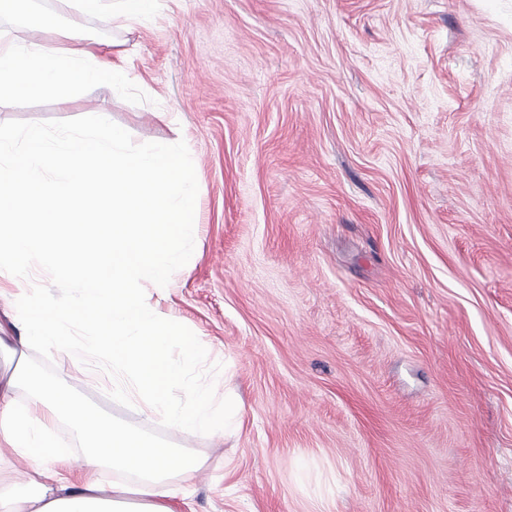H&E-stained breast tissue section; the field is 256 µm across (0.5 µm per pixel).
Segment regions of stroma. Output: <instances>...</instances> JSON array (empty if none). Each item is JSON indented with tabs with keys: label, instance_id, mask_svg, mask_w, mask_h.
I'll return each mask as SVG.
<instances>
[{
	"label": "stroma",
	"instance_id": "1",
	"mask_svg": "<svg viewBox=\"0 0 512 512\" xmlns=\"http://www.w3.org/2000/svg\"><path fill=\"white\" fill-rule=\"evenodd\" d=\"M27 0L0 23L50 46ZM122 91L0 106V129L123 126L182 142L201 234L164 312L195 372L242 402L205 459L194 512H512V0H156ZM173 113L174 122L156 118ZM73 395L168 438L110 396Z\"/></svg>",
	"mask_w": 512,
	"mask_h": 512
}]
</instances>
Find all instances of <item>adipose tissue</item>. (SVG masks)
<instances>
[{
    "mask_svg": "<svg viewBox=\"0 0 512 512\" xmlns=\"http://www.w3.org/2000/svg\"><path fill=\"white\" fill-rule=\"evenodd\" d=\"M82 14L130 23L148 18L155 0H77ZM50 47L14 32L0 46V104L19 96L53 97L68 107L79 85L120 89L130 77L126 53L90 38L79 21L59 28ZM199 186L182 144L131 152L126 131L90 113L79 129L0 131V453L27 460L17 478L0 471V512H178L205 461L78 403L67 374L33 381L27 352L39 347L112 372V394L160 418L174 434L227 431L240 408L218 410L210 388L191 380L195 341L176 337L159 303L139 292L152 279L165 294L198 237ZM41 265L67 288V307L39 301L29 273ZM77 326L81 336L69 335ZM181 360L168 354L172 340ZM181 388V396L170 393ZM27 390L18 405V390ZM70 419L80 456L60 451L56 427ZM118 474L103 484L102 467Z\"/></svg>",
    "mask_w": 512,
    "mask_h": 512,
    "instance_id": "1",
    "label": "adipose tissue"
}]
</instances>
